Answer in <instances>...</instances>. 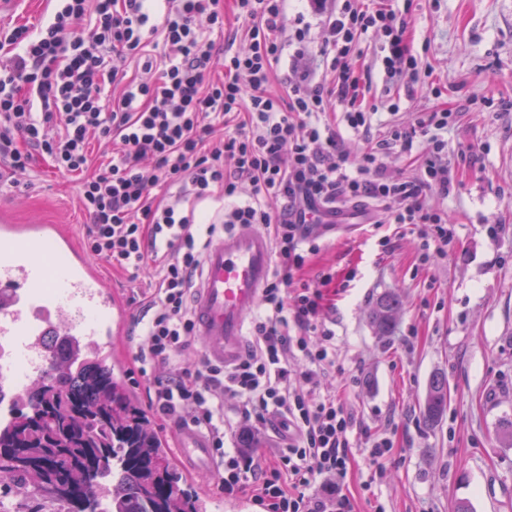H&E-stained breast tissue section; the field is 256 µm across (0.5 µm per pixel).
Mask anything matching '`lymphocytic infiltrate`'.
Listing matches in <instances>:
<instances>
[{
  "mask_svg": "<svg viewBox=\"0 0 512 512\" xmlns=\"http://www.w3.org/2000/svg\"><path fill=\"white\" fill-rule=\"evenodd\" d=\"M288 0H234L250 22L249 45L216 68L224 0H61L39 26L0 29V163L10 178L35 157L80 176L91 223L85 247L112 270L153 266L155 295L140 329L134 375L152 385L160 420L208 438L224 492L248 495L266 512H351L342 493L357 422L335 390L336 322L326 302L335 274L306 278L321 227L348 212L368 223L404 224L421 238L420 262L448 254L457 228L425 204L448 195L450 110L413 124L385 123L380 140L354 154L345 133L369 130L354 61L362 35L384 36L386 79L416 72L408 23L390 5L308 0L309 16L287 20ZM294 45L287 97L267 86ZM136 58L128 75L120 62ZM333 75L317 80L315 66ZM111 147L97 162L92 143ZM417 154L415 177L389 172V155ZM224 200L223 219L199 222L193 207ZM270 232L280 260L251 319L252 347L235 366H191L188 291L222 224ZM236 417L237 447L224 445V414ZM282 418L288 440L270 455L247 452L254 428Z\"/></svg>",
  "mask_w": 512,
  "mask_h": 512,
  "instance_id": "f902f5d3",
  "label": "lymphocytic infiltrate"
}]
</instances>
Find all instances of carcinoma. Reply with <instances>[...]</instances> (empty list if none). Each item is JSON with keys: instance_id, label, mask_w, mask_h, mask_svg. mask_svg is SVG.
Here are the masks:
<instances>
[{"instance_id": "1", "label": "carcinoma", "mask_w": 512, "mask_h": 512, "mask_svg": "<svg viewBox=\"0 0 512 512\" xmlns=\"http://www.w3.org/2000/svg\"><path fill=\"white\" fill-rule=\"evenodd\" d=\"M401 301L379 296L371 313L376 335L394 333ZM448 405V381L428 380L422 415L434 425ZM0 449L27 463H0V495L13 512H80L66 497L43 491L57 477L101 512H206L162 448L152 417L124 387L112 364L80 341L50 356L49 371L24 390Z\"/></svg>"}]
</instances>
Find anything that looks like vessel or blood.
I'll use <instances>...</instances> for the list:
<instances>
[{
    "label": "vessel or blood",
    "mask_w": 512,
    "mask_h": 512,
    "mask_svg": "<svg viewBox=\"0 0 512 512\" xmlns=\"http://www.w3.org/2000/svg\"><path fill=\"white\" fill-rule=\"evenodd\" d=\"M273 270L272 240L254 225H235L211 240L192 304L205 358L227 367L239 362L246 317ZM127 319L97 267L75 248L68 225L19 224L0 208V426L9 421L18 393L46 368L43 337L108 348ZM179 458L198 474L213 468L208 439L191 428L179 436Z\"/></svg>",
    "instance_id": "obj_1"
}]
</instances>
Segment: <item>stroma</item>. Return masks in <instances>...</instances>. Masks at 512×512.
I'll use <instances>...</instances> for the list:
<instances>
[{"label": "stroma", "mask_w": 512, "mask_h": 512, "mask_svg": "<svg viewBox=\"0 0 512 512\" xmlns=\"http://www.w3.org/2000/svg\"><path fill=\"white\" fill-rule=\"evenodd\" d=\"M55 0H11L0 26L48 22ZM409 22L418 77L387 82L380 61L382 35L359 42V65L368 101L394 102L396 122L409 124L437 108L458 110L472 98L480 111L460 113L448 129V150L477 146L457 168L448 196L427 201L448 214L457 237L448 255L417 271L420 239L395 224H340L326 231V245L310 274L331 270L339 288L329 315L336 321L339 362L362 383L346 402L365 429L351 434L353 463L344 488L354 512H512V441L499 432L512 418V0H399ZM76 176L36 159L20 184L0 187V206L18 223L38 219L69 225L83 240L89 217L82 211ZM393 248L381 252L378 240ZM105 284L131 300V317L114 338L133 359L153 287L149 278L103 270ZM398 293L403 302L394 335L380 337L369 324L376 298ZM448 381V409L428 426L420 412L433 374ZM393 444L377 472L365 434Z\"/></svg>", "instance_id": "1"}]
</instances>
